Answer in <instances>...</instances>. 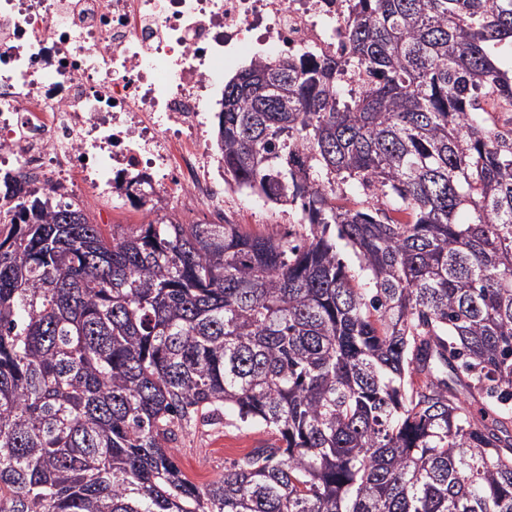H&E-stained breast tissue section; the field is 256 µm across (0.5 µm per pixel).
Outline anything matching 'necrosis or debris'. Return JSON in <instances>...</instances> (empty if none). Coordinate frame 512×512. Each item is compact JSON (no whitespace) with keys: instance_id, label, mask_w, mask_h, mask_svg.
<instances>
[{"instance_id":"necrosis-or-debris-1","label":"necrosis or debris","mask_w":512,"mask_h":512,"mask_svg":"<svg viewBox=\"0 0 512 512\" xmlns=\"http://www.w3.org/2000/svg\"><path fill=\"white\" fill-rule=\"evenodd\" d=\"M345 0H0V204L155 186L224 221L207 104L246 55L337 53Z\"/></svg>"}]
</instances>
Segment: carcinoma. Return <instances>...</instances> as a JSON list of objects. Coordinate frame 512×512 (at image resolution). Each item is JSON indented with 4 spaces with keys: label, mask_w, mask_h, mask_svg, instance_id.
<instances>
[{
    "label": "carcinoma",
    "mask_w": 512,
    "mask_h": 512,
    "mask_svg": "<svg viewBox=\"0 0 512 512\" xmlns=\"http://www.w3.org/2000/svg\"><path fill=\"white\" fill-rule=\"evenodd\" d=\"M347 2L340 53L252 60L217 113L300 239L0 221V512H512V0ZM198 420L275 442L198 486Z\"/></svg>",
    "instance_id": "1"
}]
</instances>
